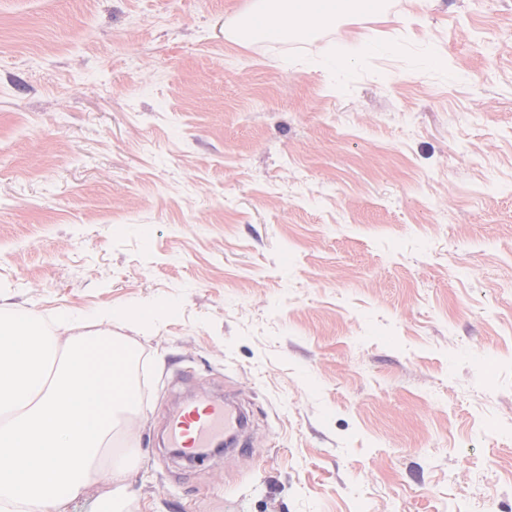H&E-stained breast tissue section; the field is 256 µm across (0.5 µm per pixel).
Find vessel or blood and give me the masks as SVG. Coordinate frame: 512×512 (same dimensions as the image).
I'll use <instances>...</instances> for the list:
<instances>
[{"mask_svg":"<svg viewBox=\"0 0 512 512\" xmlns=\"http://www.w3.org/2000/svg\"><path fill=\"white\" fill-rule=\"evenodd\" d=\"M247 418L233 401L200 398L184 404L168 418L169 447L189 458L202 456L222 445L247 451Z\"/></svg>","mask_w":512,"mask_h":512,"instance_id":"b4317fda","label":"vessel or blood"}]
</instances>
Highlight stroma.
<instances>
[{
	"label": "stroma",
	"instance_id": "obj_1",
	"mask_svg": "<svg viewBox=\"0 0 512 512\" xmlns=\"http://www.w3.org/2000/svg\"><path fill=\"white\" fill-rule=\"evenodd\" d=\"M250 2L0 0V305L162 308L127 512H512V0ZM227 391L250 451L160 447ZM276 0H252L247 12L249 16H261L269 20L271 28L263 32L267 40H281L288 35L310 37L319 26L335 21L343 15H353L367 18L377 8L380 1H374V7L369 8L365 0H326V7L319 12L300 9L298 0H282L281 7L272 9ZM287 7L283 8L282 4Z\"/></svg>",
	"mask_w": 512,
	"mask_h": 512
}]
</instances>
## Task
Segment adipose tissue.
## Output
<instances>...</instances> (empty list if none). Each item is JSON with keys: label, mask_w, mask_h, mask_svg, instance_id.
I'll return each mask as SVG.
<instances>
[{"label": "adipose tissue", "mask_w": 512, "mask_h": 512, "mask_svg": "<svg viewBox=\"0 0 512 512\" xmlns=\"http://www.w3.org/2000/svg\"><path fill=\"white\" fill-rule=\"evenodd\" d=\"M273 0H252L249 15L267 18L270 27L265 36L279 40L295 34L301 37L313 35L319 26L343 15L367 18L371 10L365 0H327L323 10L314 12L301 9L298 0H288L286 6L273 8Z\"/></svg>", "instance_id": "obj_1"}]
</instances>
